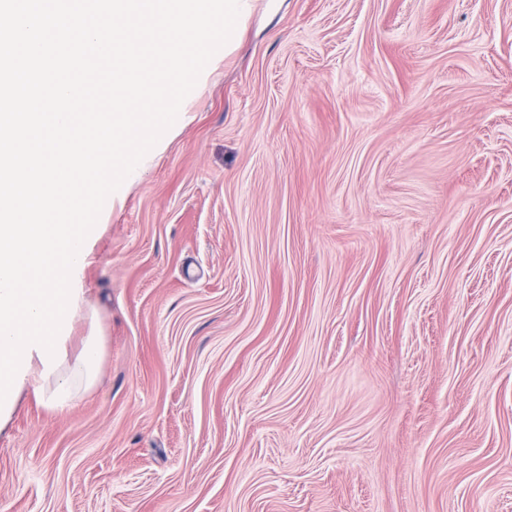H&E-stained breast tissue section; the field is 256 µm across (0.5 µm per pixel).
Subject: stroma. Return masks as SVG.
Wrapping results in <instances>:
<instances>
[{
  "label": "stroma",
  "instance_id": "35a3bbf8",
  "mask_svg": "<svg viewBox=\"0 0 512 512\" xmlns=\"http://www.w3.org/2000/svg\"><path fill=\"white\" fill-rule=\"evenodd\" d=\"M106 201L0 512H512V0H253Z\"/></svg>",
  "mask_w": 512,
  "mask_h": 512
}]
</instances>
